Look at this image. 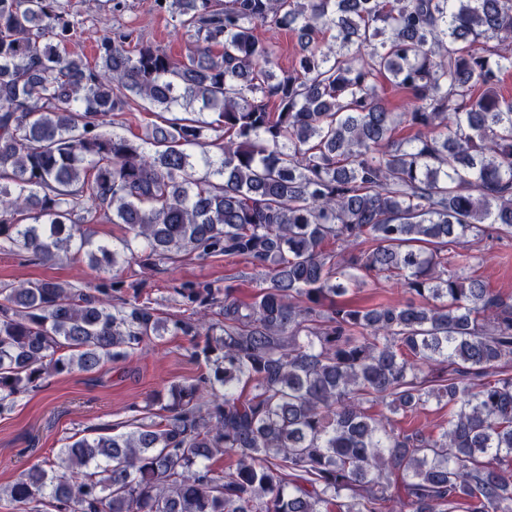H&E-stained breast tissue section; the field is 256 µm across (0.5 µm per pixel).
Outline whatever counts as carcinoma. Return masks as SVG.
Returning <instances> with one entry per match:
<instances>
[{
  "label": "carcinoma",
  "instance_id": "obj_1",
  "mask_svg": "<svg viewBox=\"0 0 512 512\" xmlns=\"http://www.w3.org/2000/svg\"><path fill=\"white\" fill-rule=\"evenodd\" d=\"M154 4L186 55L117 28L90 64L60 50L77 35L64 0H0V248L84 251L105 272L243 258L267 286L245 302L175 280L169 317L116 274L0 287V412L168 332L207 365L160 420L98 425L22 474L3 489L17 512H512V298L471 275L466 248L512 237V96L497 91L512 0ZM260 25L298 32L292 68L275 73ZM381 78L407 109L381 104ZM133 97L215 119L106 131ZM404 124L417 133L397 137ZM109 215L128 237L93 244L83 226ZM363 272L409 298L336 301ZM432 399L450 407L436 433L368 408ZM224 455L235 468L218 472Z\"/></svg>",
  "mask_w": 512,
  "mask_h": 512
}]
</instances>
